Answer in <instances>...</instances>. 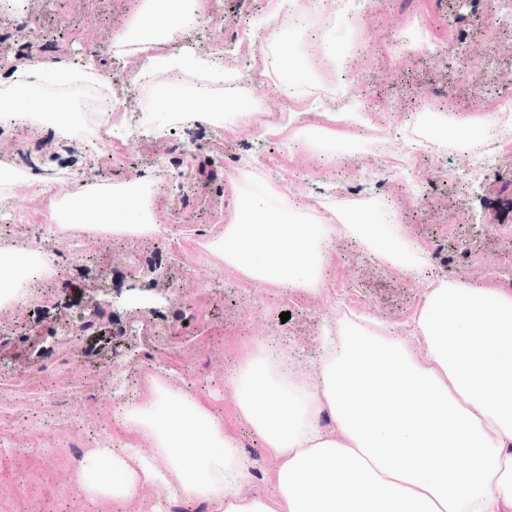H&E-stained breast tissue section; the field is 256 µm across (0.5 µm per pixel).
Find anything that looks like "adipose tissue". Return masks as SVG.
I'll return each mask as SVG.
<instances>
[{
	"instance_id": "adipose-tissue-1",
	"label": "adipose tissue",
	"mask_w": 512,
	"mask_h": 512,
	"mask_svg": "<svg viewBox=\"0 0 512 512\" xmlns=\"http://www.w3.org/2000/svg\"><path fill=\"white\" fill-rule=\"evenodd\" d=\"M195 0H141L119 44L146 42L155 51L147 74L182 76L196 64L215 78L227 71L222 54L203 60L169 51L176 35L196 23ZM172 107L205 121L225 102L250 112L240 93L223 97L171 93ZM249 221L228 225L220 250L226 263L282 288L322 284L337 229L358 238L382 260L417 274L422 248L359 210L336 224H303L290 215L264 223L263 190L244 200ZM84 215L95 224L147 233L153 228L146 191L108 188L63 201L61 222ZM424 344L416 356L402 341L369 325L340 327L321 343L315 388L295 384L291 359L265 344L251 350L228 381L267 452L279 461L275 492L243 493L247 466L224 423L186 389L156 385V400L130 404L124 426L140 448H93L72 479L85 497L117 505L145 485L174 497L204 500L213 512H512V293L454 279L429 283L417 319ZM335 423L325 431L319 418ZM460 457L464 469L448 464Z\"/></svg>"
}]
</instances>
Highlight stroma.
<instances>
[{
    "mask_svg": "<svg viewBox=\"0 0 512 512\" xmlns=\"http://www.w3.org/2000/svg\"><path fill=\"white\" fill-rule=\"evenodd\" d=\"M137 0H24L0 16V60L32 55L77 69L80 61L112 73L114 132L98 154L81 137L58 143L0 129V166L15 171L0 204V248H31L40 225L56 220L60 202L85 187L62 178L90 166L101 184L131 185L163 170L153 198L161 236L133 238L86 224L59 226L71 247L56 284L29 289L24 300L0 309V512H84L85 497L72 480L76 450L139 444L140 435L116 423L130 402L152 400L151 378L189 389L234 433L247 461V496L272 491L278 466L227 382L229 371L259 341L288 349L295 382L313 380L325 328L365 319L413 348L415 320L427 284L451 277L512 292V134L485 161L467 140H451L400 162L410 147L424 103L437 121L498 111L512 90V28L497 24L500 0H375L358 26L365 49L353 65L363 79L356 93L371 120L355 140L353 161L327 162L332 144L322 138L323 113L335 110L344 80L315 52L318 24L297 33L293 12L277 13L279 36L259 38L256 21L276 13L277 0H199L203 23L179 45L202 56L224 52L231 64L247 60L245 95L252 112L222 113L202 123L166 108L163 90L132 84L140 57L114 47L130 24ZM420 39L426 53L404 51ZM294 47L304 71L283 93L267 92L284 77L281 56ZM465 52L478 81L460 82L455 57ZM434 186L416 200L422 179ZM354 182L353 194L341 187ZM263 187L269 220L299 211L309 224L361 208L398 213V231L419 242L426 261L408 277L365 252L345 233L324 285L285 291L226 267L215 252L241 200ZM112 269L107 293L98 270ZM98 295L95 325L82 329L79 304ZM289 320H281V313ZM117 512H212L204 501L169 499L161 486H145Z\"/></svg>",
    "mask_w": 512,
    "mask_h": 512,
    "instance_id": "35a3bbf8",
    "label": "stroma"
}]
</instances>
